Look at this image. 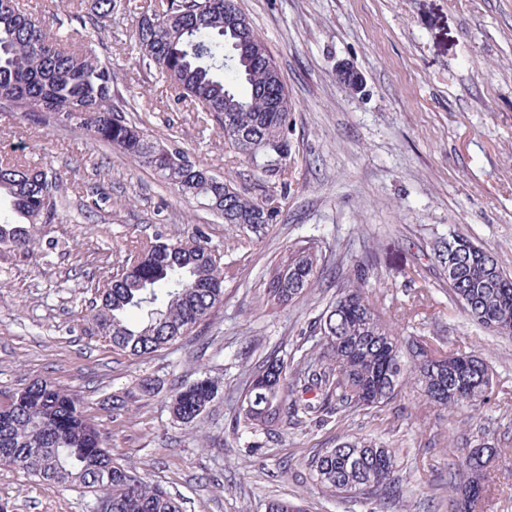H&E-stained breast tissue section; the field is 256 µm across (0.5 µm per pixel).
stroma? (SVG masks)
I'll return each instance as SVG.
<instances>
[{
    "label": "stroma",
    "instance_id": "1",
    "mask_svg": "<svg viewBox=\"0 0 512 512\" xmlns=\"http://www.w3.org/2000/svg\"><path fill=\"white\" fill-rule=\"evenodd\" d=\"M23 2L61 37L80 26L71 0ZM238 6L266 40L293 103L284 188L230 151L140 62L132 15L114 12L90 44L111 63L120 100L148 115L151 135L177 140L213 174L275 207L273 223L231 235L210 211L85 132L0 112V149L56 173L65 188L60 217L33 256L0 252V392L45 377L74 391L113 457L167 488L182 512H267L275 498L305 512H371V503H346L309 474L314 454L352 436L394 448L401 493L393 512H448L449 467L466 448L492 444L501 453L487 469L482 512H512V337L468 320L434 255L453 232L512 271V0ZM344 62L361 74L362 90L338 81ZM198 230L236 272L224 282L223 304L145 358L89 334L83 315L94 286L126 260L130 241ZM305 243L322 253L323 274L300 301L263 304L262 272ZM362 264L384 319L483 358L494 374L490 397L475 411L448 410L409 382L387 406L282 430L253 449L252 436L234 425L252 369L273 351L294 364L317 351L314 319ZM413 288L428 291L415 307L407 301ZM204 377L217 394L189 428L174 418L171 399ZM117 398L127 399L124 409L112 408ZM88 502L80 490L60 491L21 467L0 468L5 512H88Z\"/></svg>",
    "mask_w": 512,
    "mask_h": 512
}]
</instances>
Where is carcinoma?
Returning a JSON list of instances; mask_svg holds the SVG:
<instances>
[{"label": "carcinoma", "instance_id": "carcinoma-1", "mask_svg": "<svg viewBox=\"0 0 512 512\" xmlns=\"http://www.w3.org/2000/svg\"><path fill=\"white\" fill-rule=\"evenodd\" d=\"M136 13L138 0H95L94 11L79 16L82 28L101 31V20L116 7ZM140 58L155 67L177 99H188L224 132V141L262 173L285 185L288 168L278 148L288 144L290 112L267 111L268 83L264 39L248 26L245 34L224 27V0H154L141 13L135 33ZM257 44L258 58L243 57L241 39ZM114 102L112 67L79 42L64 43L23 7L0 0V112H18L33 124L80 129L97 142L131 158L174 191L192 198L231 227L271 224L275 210L242 195L229 180H209L206 165L174 144L153 140L144 121L126 117ZM264 141L251 156L231 130ZM63 183L49 171L9 158L0 160V251L34 253L44 227L55 222ZM132 256L95 286L86 314L89 329L112 348L141 357L189 335L224 301L230 271L204 236L172 240L161 235L138 241ZM438 259L455 264L448 287L469 319L481 328L512 335V275L482 247L448 234ZM311 245L295 246L268 271L263 299L287 305L300 299L321 269ZM319 353L301 367L269 356L252 373L236 415L237 426L255 435L286 425L303 426L333 414L385 406L413 378L427 399L450 409L474 408L492 390L486 363L444 350L427 359L424 341L393 332L376 312L364 284L339 290L314 321ZM207 379L180 387L172 412L186 426L215 397ZM502 449L481 444L448 471V512H469L470 499L483 493L486 464ZM396 454L372 437H351L309 462L316 483L348 502L373 501L392 508L397 498ZM21 466L28 475L63 490L76 488L109 512H182L166 488L150 484L136 469L118 462L103 433L88 419L77 394L49 379H37L0 403V466Z\"/></svg>", "mask_w": 512, "mask_h": 512}]
</instances>
